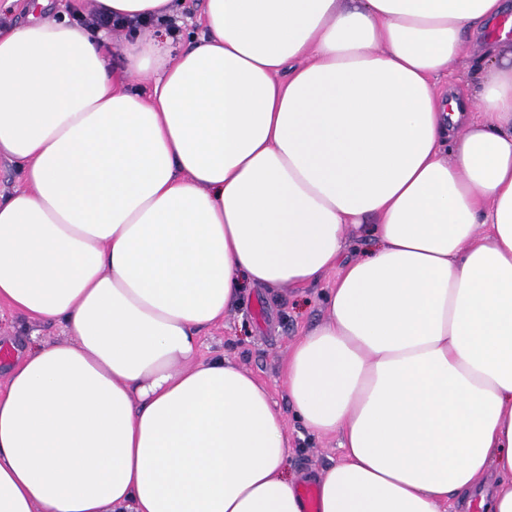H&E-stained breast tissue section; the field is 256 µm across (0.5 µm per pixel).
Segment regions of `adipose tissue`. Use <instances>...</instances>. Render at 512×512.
<instances>
[{"label": "adipose tissue", "mask_w": 512, "mask_h": 512, "mask_svg": "<svg viewBox=\"0 0 512 512\" xmlns=\"http://www.w3.org/2000/svg\"><path fill=\"white\" fill-rule=\"evenodd\" d=\"M506 12L204 0L177 54L53 18L0 32V159L26 183L0 197V302L66 330L6 369L0 512H303L267 387L201 359V332L333 269L283 363L306 430L340 438L320 512H512ZM476 33V90L436 92ZM351 226L372 246L345 264Z\"/></svg>", "instance_id": "obj_1"}]
</instances>
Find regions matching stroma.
I'll return each instance as SVG.
<instances>
[{"instance_id":"obj_1","label":"stroma","mask_w":512,"mask_h":512,"mask_svg":"<svg viewBox=\"0 0 512 512\" xmlns=\"http://www.w3.org/2000/svg\"><path fill=\"white\" fill-rule=\"evenodd\" d=\"M336 282L328 273L313 287L294 290L247 289L242 303L202 334L201 356L224 355L252 372L268 388L282 412L292 452L287 472L296 483L318 480L342 458L338 438L309 435L288 400L281 372L282 361L298 336L326 315L325 297ZM53 341L65 334L59 324L37 323L0 304V336L22 340L30 334Z\"/></svg>"}]
</instances>
